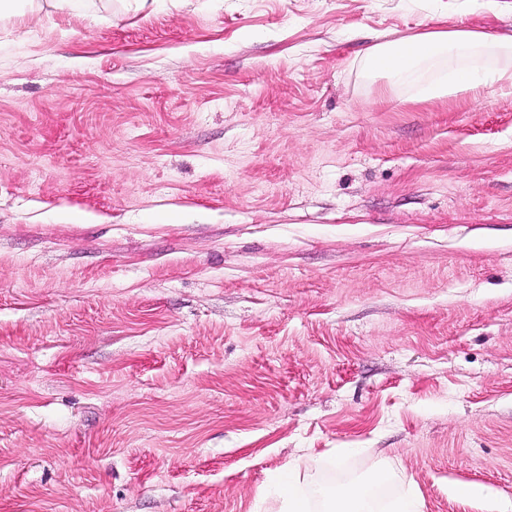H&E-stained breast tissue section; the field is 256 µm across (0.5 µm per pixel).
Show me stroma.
Segmentation results:
<instances>
[{
    "mask_svg": "<svg viewBox=\"0 0 512 512\" xmlns=\"http://www.w3.org/2000/svg\"><path fill=\"white\" fill-rule=\"evenodd\" d=\"M0 18V512L512 505V85L376 36L512 0H17ZM480 483L489 497L458 499ZM464 60L463 68L446 70L436 80L425 84L422 97L442 98L476 92L491 81H508L507 70H489L491 52H512V36L496 35L483 30L453 27L430 30L398 41H378L363 53L361 66L368 73H382L395 80H411L426 66L446 58L448 52ZM276 492L283 498L286 512H308L309 508L299 490L290 482L283 479L276 486ZM319 495L328 505V512H371L368 486L363 483H350L342 486H324Z\"/></svg>",
    "mask_w": 512,
    "mask_h": 512,
    "instance_id": "1",
    "label": "stroma"
}]
</instances>
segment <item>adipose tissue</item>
Listing matches in <instances>:
<instances>
[{
  "label": "adipose tissue",
  "instance_id": "1",
  "mask_svg": "<svg viewBox=\"0 0 512 512\" xmlns=\"http://www.w3.org/2000/svg\"><path fill=\"white\" fill-rule=\"evenodd\" d=\"M493 52L511 53L512 36L466 27L443 28L398 41L375 42L365 49L361 66L369 73H382L403 81L413 79L426 66L448 54H455L464 61L462 69L444 72L421 90L422 96L442 98L478 91L491 80L511 82V72L490 71L488 61ZM319 494L327 512H371L366 484L324 486Z\"/></svg>",
  "mask_w": 512,
  "mask_h": 512
}]
</instances>
